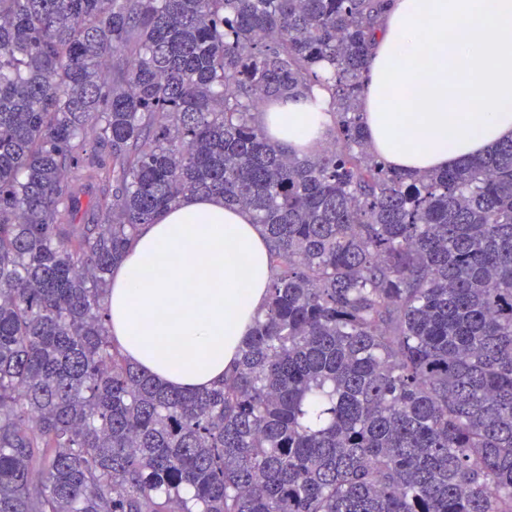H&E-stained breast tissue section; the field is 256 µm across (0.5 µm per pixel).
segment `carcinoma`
I'll use <instances>...</instances> for the list:
<instances>
[{"label": "carcinoma", "instance_id": "cac0c4a2", "mask_svg": "<svg viewBox=\"0 0 512 512\" xmlns=\"http://www.w3.org/2000/svg\"><path fill=\"white\" fill-rule=\"evenodd\" d=\"M384 0H0V512H512V140L370 151ZM334 105L299 156L255 119ZM188 195L275 269L219 385L112 343L136 235Z\"/></svg>", "mask_w": 512, "mask_h": 512}]
</instances>
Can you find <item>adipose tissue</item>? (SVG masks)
Returning <instances> with one entry per match:
<instances>
[{"instance_id":"obj_1","label":"adipose tissue","mask_w":512,"mask_h":512,"mask_svg":"<svg viewBox=\"0 0 512 512\" xmlns=\"http://www.w3.org/2000/svg\"><path fill=\"white\" fill-rule=\"evenodd\" d=\"M372 150L405 172L442 171L512 139V0H387L362 75ZM303 155L332 124L285 101L261 116ZM274 278L268 241L246 210L189 196L140 226L105 302L128 362L186 392L221 383Z\"/></svg>"}]
</instances>
